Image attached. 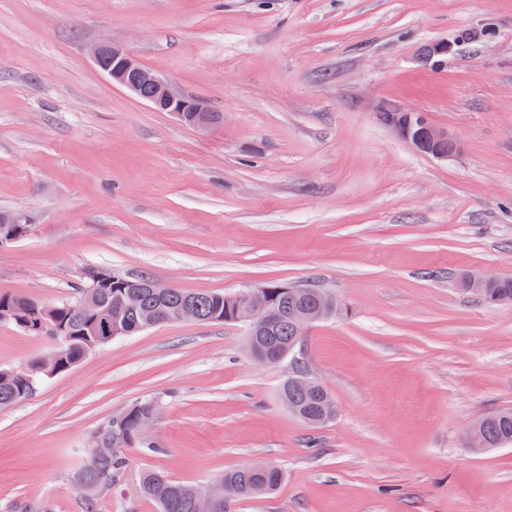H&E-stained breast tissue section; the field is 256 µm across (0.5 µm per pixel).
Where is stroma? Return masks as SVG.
I'll return each instance as SVG.
<instances>
[{"label":"stroma","mask_w":512,"mask_h":512,"mask_svg":"<svg viewBox=\"0 0 512 512\" xmlns=\"http://www.w3.org/2000/svg\"><path fill=\"white\" fill-rule=\"evenodd\" d=\"M109 39L222 112L202 133L112 82ZM438 43L450 45L429 57ZM455 150L420 153L384 108ZM0 293L53 304L103 267L195 291L312 287L341 305L302 349L337 415L283 405L281 364L242 324L121 337L0 409V512H84L76 471L111 417L156 407L163 451L127 449L95 512H155L140 476L200 487L272 463L270 496L227 512H512V447L461 433L512 408V305L461 276L512 278V0H0ZM51 343L0 322V368ZM11 212L13 211L0 210V216H8ZM1 223L0 250L18 241L22 235H27L33 226V217L28 212L18 211L11 214L7 219H2Z\"/></svg>","instance_id":"stroma-1"}]
</instances>
